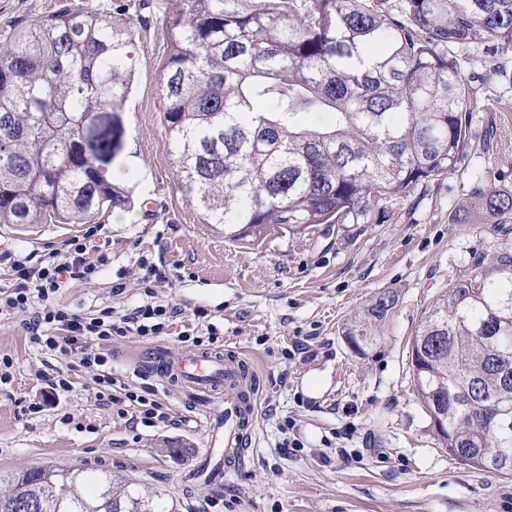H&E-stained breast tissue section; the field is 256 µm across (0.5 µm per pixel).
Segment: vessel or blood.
Segmentation results:
<instances>
[{
	"label": "vessel or blood",
	"mask_w": 512,
	"mask_h": 512,
	"mask_svg": "<svg viewBox=\"0 0 512 512\" xmlns=\"http://www.w3.org/2000/svg\"><path fill=\"white\" fill-rule=\"evenodd\" d=\"M148 372L176 390L181 401L200 405L224 400L223 422L211 423V446L203 472L214 484L239 468L252 444L261 382L253 364L237 351L186 350L178 355L157 352L146 364Z\"/></svg>",
	"instance_id": "1"
}]
</instances>
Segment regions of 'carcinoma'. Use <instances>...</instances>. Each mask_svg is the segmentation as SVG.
Masks as SVG:
<instances>
[{"label": "carcinoma", "mask_w": 512, "mask_h": 512, "mask_svg": "<svg viewBox=\"0 0 512 512\" xmlns=\"http://www.w3.org/2000/svg\"><path fill=\"white\" fill-rule=\"evenodd\" d=\"M136 23L62 5L0 48V224H87L131 204L109 173L125 147ZM163 29L172 175L202 223L257 243L358 224L459 171L474 113L495 107L453 52L481 47L503 73L512 0H175ZM313 112L333 124H302ZM477 219L511 224L512 188L474 187L455 221ZM395 304L387 291L365 310L347 333L356 351ZM410 367L439 446L512 475L489 464L512 457L511 248L424 313ZM0 483V512H170L110 472L52 465Z\"/></svg>", "instance_id": "carcinoma-1"}]
</instances>
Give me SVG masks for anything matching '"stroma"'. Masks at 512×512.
<instances>
[{
	"label": "stroma",
	"instance_id": "35a3bbf8",
	"mask_svg": "<svg viewBox=\"0 0 512 512\" xmlns=\"http://www.w3.org/2000/svg\"><path fill=\"white\" fill-rule=\"evenodd\" d=\"M139 2L0 0V45L13 40L21 23L61 3L75 10L103 4L129 20L139 16ZM150 3L151 25L136 30L138 68L123 114L125 159L112 167L113 182L132 189L134 205L119 218L102 219L109 263L92 280L71 281L59 301L84 312L134 307L144 298L140 260L162 264L168 279L156 295L182 310L174 333L153 341L113 338L112 371L144 383L140 357L184 350L178 333H197L192 313L207 310L221 333L218 348L239 350L263 380L252 446L223 486L202 479L186 484L187 471L208 450L201 410L183 406L159 384L172 423L133 427L97 404L89 375L80 372L70 392L46 400L45 384L35 377L44 357L28 345L26 316L16 313L0 318V354L14 361L13 381L0 387V471L46 465L108 471L160 492L175 512H512V476L461 464L439 447L409 367L410 342L425 311L468 277L475 262L512 248V223L452 221L479 171L487 173L484 186H494V167L512 182V116L475 113L466 164L432 182L419 201L389 203L370 223L318 224L255 245L229 242L201 222L172 178L159 96L162 22L172 2ZM461 55L474 88L512 105V85L486 69L482 49ZM491 118L496 150L490 156L482 144ZM84 231L81 224H45L33 233L0 224V285L9 283L4 253L60 252ZM118 282L126 290L116 297ZM387 290L397 294L396 307L372 326L373 344L355 351L348 329ZM38 400L42 411L26 413ZM66 414L71 424H63ZM287 421L294 428L285 433ZM287 436L301 441L299 451L282 452ZM169 442L180 455L167 452ZM341 448L348 457L338 456Z\"/></svg>",
	"mask_w": 512,
	"mask_h": 512
}]
</instances>
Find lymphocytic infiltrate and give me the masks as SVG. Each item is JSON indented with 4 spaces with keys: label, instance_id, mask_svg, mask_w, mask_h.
Masks as SVG:
<instances>
[{
    "label": "lymphocytic infiltrate",
    "instance_id": "lymphocytic-infiltrate-1",
    "mask_svg": "<svg viewBox=\"0 0 512 512\" xmlns=\"http://www.w3.org/2000/svg\"><path fill=\"white\" fill-rule=\"evenodd\" d=\"M99 227L88 228L83 236L70 239L64 256L50 253L38 260H13L12 284L0 289V312H25L29 319L25 332L30 346L39 354L66 360V369L56 370L47 379L51 394L72 390V374L84 369L92 374L98 404L115 407L118 414L130 415L132 423L148 427L170 422L166 404L153 388L134 386L116 377L107 348L113 337L136 336L157 339L169 335L178 319V308L157 301L153 286L166 280L165 271L145 263V299L142 304L119 313L111 307L84 315L61 305L58 296L73 280H91L109 260L99 253L88 260L87 251Z\"/></svg>",
    "mask_w": 512,
    "mask_h": 512
}]
</instances>
